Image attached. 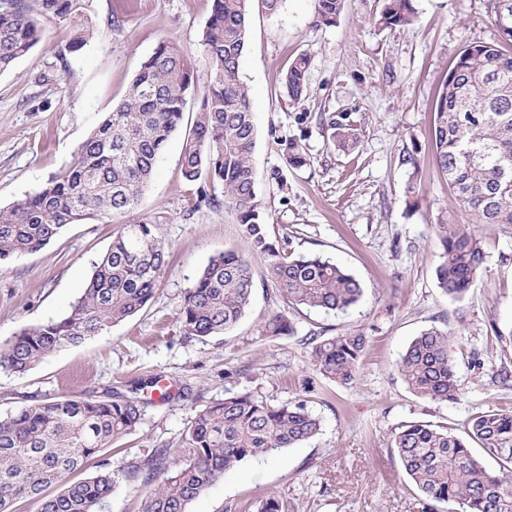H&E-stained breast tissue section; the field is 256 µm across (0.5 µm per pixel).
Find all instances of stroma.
I'll return each mask as SVG.
<instances>
[{"label":"stroma","mask_w":512,"mask_h":512,"mask_svg":"<svg viewBox=\"0 0 512 512\" xmlns=\"http://www.w3.org/2000/svg\"><path fill=\"white\" fill-rule=\"evenodd\" d=\"M82 3L91 32L82 49H69V22L45 19L38 44L0 72L1 207L70 165L159 43L175 42L196 70L198 89L207 85L211 63L202 32L212 0ZM411 4L413 22L392 29L380 21L382 0H345L329 26L315 25L314 0H283L274 14L260 0L252 3L241 70L258 131V199L282 247L330 258L359 281L363 297L348 312L287 310L264 278L265 257L251 254L254 295L238 325L203 340L184 334L178 314L185 290L212 254L242 246L221 186L181 175L182 131L194 120V99L133 210L70 225L54 242L0 267L1 350L20 329L68 311L120 225L151 223L170 252L156 295L140 312L26 373L0 370L2 415L35 398L114 391L140 402L139 427L102 454L118 478L103 512H141L142 481L130 463L158 448L168 449L172 462L191 459L185 436L195 410L230 393L273 405L305 402L321 430L225 472L188 512H249L268 494L291 502L295 512H422V496L391 444L397 428L421 421L458 434L474 414L512 408V387L491 377L502 367L512 371V227L482 226L483 272L463 299L447 297L435 275L436 224H466L470 215L455 208L436 165L434 110L464 46L497 41L490 0ZM300 54L311 57L312 67L310 93L297 104L284 75ZM324 112L352 113V151L331 146L320 124ZM291 141L308 155L298 169L284 154ZM282 310L296 335L261 336L265 321ZM433 326L450 332L461 389L454 404L414 395L398 370L411 339ZM347 331L368 336L369 346L355 381L342 386L319 373L303 340ZM156 376L176 387L163 403L143 386Z\"/></svg>","instance_id":"obj_1"}]
</instances>
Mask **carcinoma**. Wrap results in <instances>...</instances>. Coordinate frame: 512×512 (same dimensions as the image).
<instances>
[{
    "mask_svg": "<svg viewBox=\"0 0 512 512\" xmlns=\"http://www.w3.org/2000/svg\"><path fill=\"white\" fill-rule=\"evenodd\" d=\"M251 0H213L202 41L212 64L205 94L185 136L181 172L188 182L207 175L224 190V208L240 225L244 247L267 258L266 278L288 307L344 312L357 305L363 289L345 268L317 255L287 253L271 237L256 192L252 155L257 130L241 62L248 42ZM344 0H314L316 23L328 26ZM81 0H0V70L30 53L40 40V19L72 22L69 48H82L88 30L78 21ZM410 0H384L381 21L401 26L413 20ZM495 43H470L448 70L436 103L432 142L438 169L472 224H439L440 263L436 278L443 293L463 298L485 262L477 224L512 226V0H491ZM310 57L301 54L284 78L289 99L309 93ZM197 77L171 42L145 59L124 99L79 146L72 164L36 192L0 208V266L36 252L87 216L125 214L137 206L169 139L179 130ZM330 140L342 152L357 142L348 112L324 120ZM293 167L306 164L294 142L286 148ZM168 249L147 222L124 224L112 239L70 310L58 319L23 328L0 353V367L23 374L55 351L77 345L142 310L155 296ZM254 273L242 252L218 251L185 292L179 322L187 336L206 339L233 329L250 305ZM286 314L272 315L262 336H291ZM448 330L432 327L405 349L399 372L416 396L455 403L460 388L448 349ZM310 357L326 378L341 385L356 376L368 345L362 333L306 339ZM139 402L101 396L33 399L0 415V512H14L20 500L34 512H101L116 476L99 463L91 476H71L100 456L106 445L141 423ZM321 421L303 402L271 405L248 392L235 393L198 410L188 444L193 459L179 465L168 450L156 449L135 465L148 487L141 512H187L189 504L224 472L257 456L294 447L317 435ZM477 442L498 469L472 452ZM392 445L422 495V512L437 503H456L461 512H512V408L472 416L458 436L423 422L398 427ZM58 487L56 494L50 490ZM276 496L261 499L256 512H287Z\"/></svg>",
    "mask_w": 512,
    "mask_h": 512,
    "instance_id": "cac0c4a2",
    "label": "carcinoma"
}]
</instances>
